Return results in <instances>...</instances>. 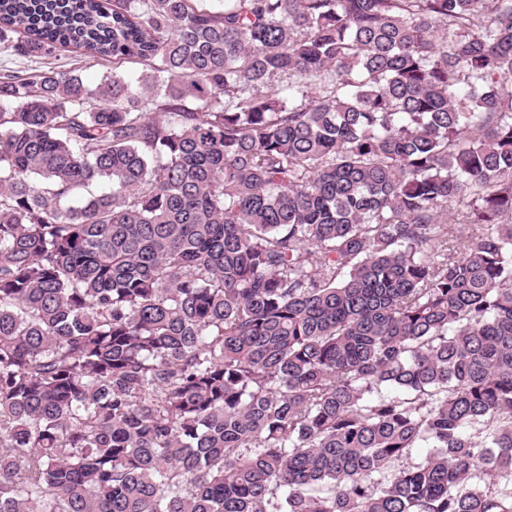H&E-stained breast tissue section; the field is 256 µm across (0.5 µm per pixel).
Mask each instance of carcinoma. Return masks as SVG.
I'll list each match as a JSON object with an SVG mask.
<instances>
[{"instance_id": "cac0c4a2", "label": "carcinoma", "mask_w": 512, "mask_h": 512, "mask_svg": "<svg viewBox=\"0 0 512 512\" xmlns=\"http://www.w3.org/2000/svg\"><path fill=\"white\" fill-rule=\"evenodd\" d=\"M66 47L0 73V512H512V0H0ZM73 71L83 81L94 86L102 77L112 72V61L107 62L88 57L73 48H61L41 57H19L11 54L0 55V70L19 69L29 75H38L49 69Z\"/></svg>"}]
</instances>
